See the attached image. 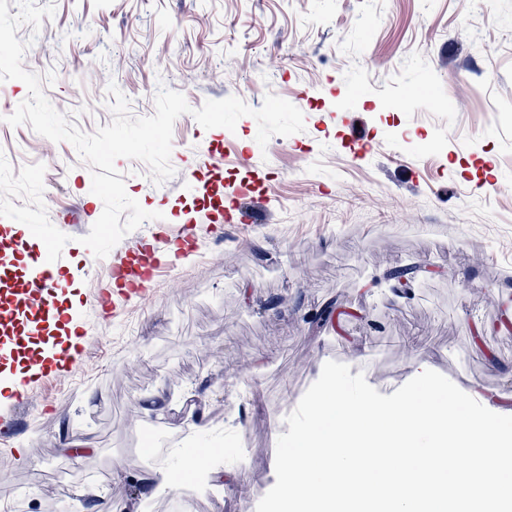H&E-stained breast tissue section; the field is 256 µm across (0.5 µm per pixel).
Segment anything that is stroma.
Here are the masks:
<instances>
[{
  "label": "stroma",
  "instance_id": "35a3bbf8",
  "mask_svg": "<svg viewBox=\"0 0 512 512\" xmlns=\"http://www.w3.org/2000/svg\"><path fill=\"white\" fill-rule=\"evenodd\" d=\"M54 2L22 67L50 103L94 133L112 120L109 84L136 117L159 87L191 111L173 128V177L118 159L128 195L163 213L115 247H162L167 226L192 240L168 277L139 295L110 287L79 239L103 212L91 171L67 142L5 118L28 95L0 85V153L43 164V201L69 235L72 323L82 350L60 382L0 400V471L16 512H255L276 481L285 418L326 362L378 390L409 380L424 354L458 388L478 382L512 405V0H36ZM364 84L362 105L347 89ZM439 105L423 109L408 91ZM295 105L305 129L256 141L203 129L192 112L230 96ZM251 184L248 228L211 221ZM419 268L409 297L380 290L392 267ZM330 324L315 313L329 300ZM223 454L208 487L154 494L146 438L185 434L187 411Z\"/></svg>",
  "mask_w": 512,
  "mask_h": 512
}]
</instances>
